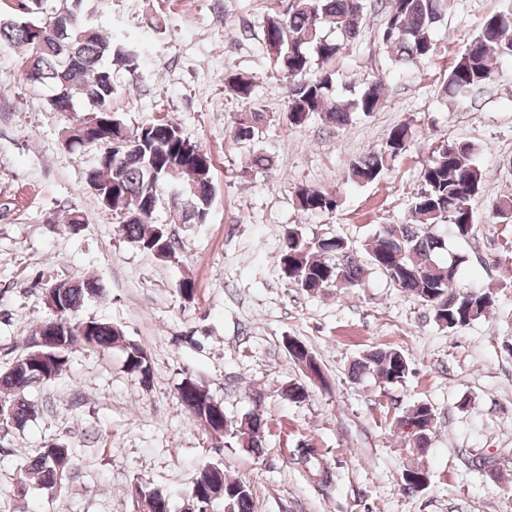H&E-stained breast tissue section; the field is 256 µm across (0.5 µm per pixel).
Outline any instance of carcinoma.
<instances>
[{
    "mask_svg": "<svg viewBox=\"0 0 512 512\" xmlns=\"http://www.w3.org/2000/svg\"><path fill=\"white\" fill-rule=\"evenodd\" d=\"M87 0H65V10L50 11L45 0H12L11 12L0 16V45L25 53L24 69L35 91L46 89L49 109L68 116L75 101L85 103L84 115L66 126L79 128L67 147L79 153L93 149L96 160L87 172L95 184L100 206L120 220L126 238L140 250L163 258L174 252V241L166 225L155 220L162 200L179 208L182 224H205L215 188L211 155L187 138L170 116L154 118L133 129L113 108L116 86L112 71L138 69L139 55L130 43L107 36L86 9ZM387 4L380 31V46L395 65L422 62L435 54V30L458 0H276L263 19V48L272 72L288 83L285 120L298 129L322 115L335 127L349 125L356 113L366 116L384 104V88L374 81L359 94L340 93L335 73L324 68L364 28L368 9ZM329 23L336 33H323ZM512 57V8L486 18L480 32L469 42L453 64L441 87L444 97L469 98L491 81L492 62ZM224 85L237 97L248 100L254 76L229 70ZM270 118L255 109L236 121L234 137L249 140ZM413 131L401 124L388 134L385 143L364 157L349 163V176L356 183L379 179L397 156L411 146ZM476 147L466 139H455L436 147L423 165L421 188L413 198L409 218L401 224H385L374 239L355 248L340 236L307 237L302 227L290 225L281 234L278 262L284 277L303 291L318 294L332 288L359 285L364 266L382 272L405 295L430 307L435 322L456 329L486 316L495 302L494 292L475 288L453 289L465 256L445 255L446 239L435 226L446 224L455 237L470 238L475 230L472 201L484 191L475 162ZM297 207L314 215L336 210L334 191L302 188ZM493 212L501 224L512 223V195H499ZM103 293L96 280H76L56 292L53 317L42 325L57 337L48 366L49 380L66 373L74 348L108 350L123 348L126 369L147 385L151 364L144 349L102 321H84L77 313L85 300ZM40 363L37 349L28 350L8 368L0 371V404L11 412L0 416V425L22 428L39 411L26 397L34 382L33 367ZM350 377L361 381L374 376L385 387L399 385L411 374L408 355L401 350L379 349L363 353L350 365ZM185 413L209 430L221 433L241 448L260 453L266 423L256 411L232 421L202 386L186 381L178 391ZM434 410L417 401L401 415L402 421L420 423V430L408 438L410 455L423 453L433 431ZM73 449L64 446L41 448L19 465L18 492L30 484L49 494L63 488L69 479ZM295 461L318 483L334 480L317 449L304 445ZM136 506L151 505L152 512H170L167 494L158 489L134 487ZM194 512H251L250 486L242 480L228 481L218 463L202 466L189 489Z\"/></svg>",
    "mask_w": 512,
    "mask_h": 512,
    "instance_id": "obj_1",
    "label": "carcinoma"
}]
</instances>
